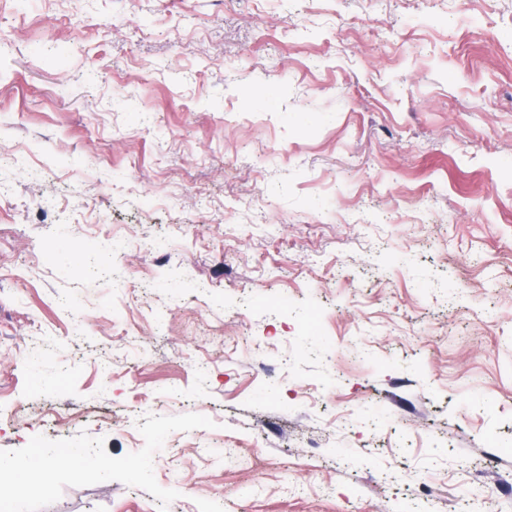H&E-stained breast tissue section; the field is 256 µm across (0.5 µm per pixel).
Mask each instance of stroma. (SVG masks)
Masks as SVG:
<instances>
[{"mask_svg":"<svg viewBox=\"0 0 512 512\" xmlns=\"http://www.w3.org/2000/svg\"><path fill=\"white\" fill-rule=\"evenodd\" d=\"M0 39V458L65 445L21 512H512V0Z\"/></svg>","mask_w":512,"mask_h":512,"instance_id":"1","label":"stroma"}]
</instances>
